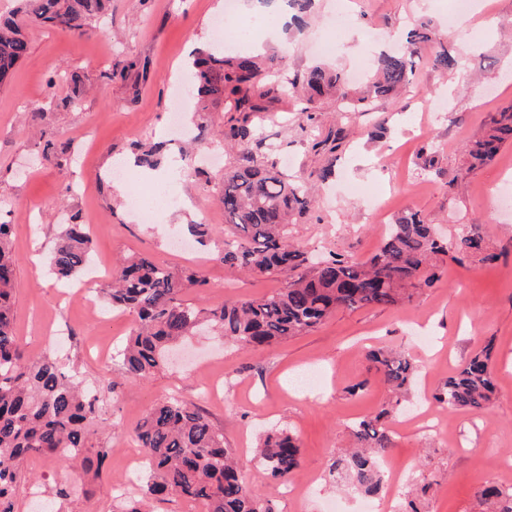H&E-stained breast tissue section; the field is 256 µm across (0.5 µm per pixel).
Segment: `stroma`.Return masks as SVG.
Masks as SVG:
<instances>
[{"label": "stroma", "instance_id": "35a3bbf8", "mask_svg": "<svg viewBox=\"0 0 512 512\" xmlns=\"http://www.w3.org/2000/svg\"><path fill=\"white\" fill-rule=\"evenodd\" d=\"M337 1L316 0L303 27L282 43H271L268 28L255 29L238 53L265 45L275 57L268 76L275 84L322 62L351 74L356 91L362 82L355 72L369 69L379 51L400 48L424 18L458 56V68L436 70L422 52L399 96L345 118L327 100L306 119L301 100L287 92L269 100L267 111L247 115L236 112L230 98H193L187 125L213 133L244 120L261 138L253 147L256 159L276 161L312 183L331 170L314 206L289 227L291 239L309 251L364 259L395 215L411 210L439 225L446 239L461 226L481 225L496 260H440L433 286L405 305L340 311L267 351L201 332L176 345L174 358L148 381L127 379L117 360L104 364L94 355L100 347L118 350L130 332L131 317L111 312L103 297L120 260L146 253L175 270L196 266L209 286L186 289L183 297L202 306L258 299L286 284L282 276L241 274L217 258L224 242V172L236 165L237 152L216 146L220 162L205 166L199 178L174 182L183 206L151 223L134 220L128 205L146 177L136 170L122 182L112 176L116 158L133 154L135 144L168 140L176 87L186 81L191 50L215 44L214 19L224 16L232 34L244 19L227 0H112L83 36L27 27L28 55L0 86V204L14 212L15 330L26 355L57 357L87 387L118 384L108 404L111 424L96 429L112 450L101 478L49 457L24 464L44 501H53L63 483L90 489V496L60 503V512H113L114 482L131 476L143 483L144 472H133L129 462L131 432L171 395L208 412L236 450L245 481L275 512H330L338 503L356 512L364 494L332 484L328 469L335 450L351 444L352 424L373 417L391 398L367 358L372 348L412 356L416 372L404 407L436 413L438 429L430 433L394 420L389 451L408 482L428 483L427 512H479L477 493L486 483L512 486V216L500 214L495 200L498 188L512 183V144L467 178L456 176L465 144L482 135L492 113L512 105V0H475L454 26L450 0H341L349 15L341 32L333 26ZM368 32L379 39L367 47ZM48 144L67 146L66 165L44 156ZM424 147L437 159L434 169L418 164ZM74 214L89 224L92 259L102 270L69 285L50 274L48 263L62 224ZM199 223L211 227L206 246L192 258L174 249L169 231ZM488 343L496 382L491 411L476 417L436 405L432 392ZM303 371L317 373L316 385L295 386ZM276 424L301 441L302 466L291 479L300 492L293 497L251 461L259 436Z\"/></svg>", "mask_w": 512, "mask_h": 512}]
</instances>
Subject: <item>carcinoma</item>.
Wrapping results in <instances>:
<instances>
[{
    "label": "carcinoma",
    "mask_w": 512,
    "mask_h": 512,
    "mask_svg": "<svg viewBox=\"0 0 512 512\" xmlns=\"http://www.w3.org/2000/svg\"><path fill=\"white\" fill-rule=\"evenodd\" d=\"M109 4L110 0H20L15 15L0 16V84L28 54L24 23L82 35L92 21L105 15ZM431 45L435 67H458L456 56L437 41L431 22L422 20L409 32L403 51L375 60L365 91L350 94L344 75L323 65L294 75L288 89L303 94L301 112L309 120L316 101L332 93L340 111L369 112L373 101L392 97L410 83L418 49ZM266 71L249 57L226 58L222 49L197 50L190 62L197 96L219 98L227 93L234 96L237 112H264L265 99L280 92L277 85L263 89ZM223 137L224 143L238 149L240 162L224 173L220 260L247 275L286 273L288 281L259 299H226L202 308L182 298L187 288L207 287L197 268L174 271L148 255L130 258L113 278L105 300L112 310L133 317L126 345L118 352L123 373L131 380L150 379L164 366L169 347L202 324L242 347H270L314 330L341 310L405 304L414 290L433 283V260L439 255L458 264L472 258L497 259L487 252L480 225H471L448 243L420 214L406 212L388 225L380 247L367 259L353 261L333 253L314 260L288 234L289 225L315 202L311 188L278 170L275 163L256 160L247 147L254 139L248 126H232ZM510 141L512 106L493 114L483 134L466 145V162L456 178L491 161ZM161 151L162 145H154L141 151L137 161L155 168L162 162ZM12 233L8 211L0 212V512H18V493L26 480L23 463L29 456L48 455L70 466L79 461L85 470L100 474L111 449L93 442L91 426L105 421L103 405L115 388L110 382L90 394L57 359L24 354L14 327ZM91 244L90 226L72 216L52 252L51 271L64 280L80 275L89 265ZM368 359L391 388L395 403L352 425L357 446L336 453L330 474L377 495L385 485L381 463L391 448L385 420L397 412L415 367L399 351L371 350ZM494 393L488 345L448 376L432 398L450 409L485 414ZM133 439L149 469L141 488L144 500L163 501L174 495L203 504L206 512H272L268 501L242 478L238 460L224 445V433L200 409L177 398L161 401L134 428ZM252 461L267 476L288 481L301 465L297 435L286 427L268 429ZM481 497L495 500L497 512H512V487H486Z\"/></svg>",
    "instance_id": "cac0c4a2"
}]
</instances>
